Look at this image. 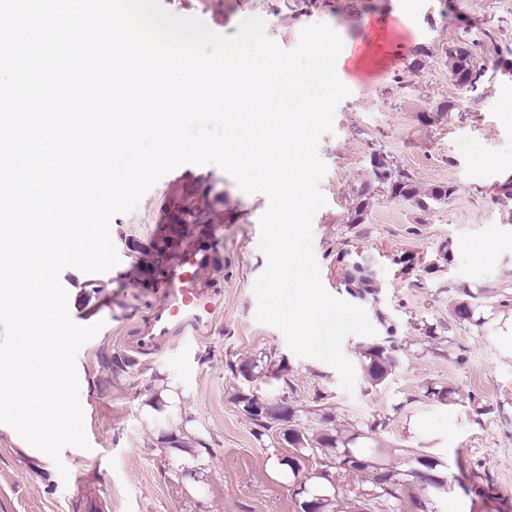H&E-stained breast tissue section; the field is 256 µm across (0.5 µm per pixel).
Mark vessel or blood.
<instances>
[{"mask_svg":"<svg viewBox=\"0 0 512 512\" xmlns=\"http://www.w3.org/2000/svg\"><path fill=\"white\" fill-rule=\"evenodd\" d=\"M224 251V228L188 242L166 269L161 298L150 316L121 338L131 359L167 351L177 340H200L210 335L224 312V295L207 278Z\"/></svg>","mask_w":512,"mask_h":512,"instance_id":"obj_1","label":"vessel or blood"}]
</instances>
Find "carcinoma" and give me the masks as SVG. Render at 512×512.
<instances>
[{
    "label": "carcinoma",
    "mask_w": 512,
    "mask_h": 512,
    "mask_svg": "<svg viewBox=\"0 0 512 512\" xmlns=\"http://www.w3.org/2000/svg\"><path fill=\"white\" fill-rule=\"evenodd\" d=\"M483 41L479 39L457 38L448 44L444 50L443 66L448 71V82L452 85L468 89L476 88L487 81V70L482 63L481 51ZM457 188L449 183L426 186L417 183L411 174L398 166L388 156L378 150L370 153L367 178L350 189V208L348 223L361 224L375 195L379 192L394 199L400 198L410 201L422 209L449 204L456 194ZM495 202L512 216V178L509 177L496 187ZM355 284L362 289L354 293L360 298L362 295H370L376 288L371 272L367 269L355 275ZM461 297L454 304V313L459 319L468 320L473 316V311L483 295L496 293L495 287H483L472 289L468 286H459ZM395 347L373 345L366 350V358L369 359L365 367V374L375 385L385 381L397 362L394 353ZM258 396L245 395L242 397L243 410L249 418L260 427L259 435L270 431L273 425L278 423L277 412L280 410V402L265 400L266 414L262 415L253 411ZM288 446L296 451L288 461L279 462L281 466H287L283 470L285 477L294 479L299 477L301 469L300 459L309 454L320 459V465L324 469L314 476V481L304 486L296 481L295 487L299 488V494L305 496L303 512H330L335 499L336 488L332 484H326L329 474L325 467L334 465L340 469L363 471L373 469L377 477L363 496L372 499L393 497L400 486V479L409 475L426 485L440 489L442 481L432 474L434 461L426 455L414 457L417 466L408 473L395 466L386 464L379 456L376 448H339L336 437L328 432L314 435L302 430L296 423L295 412L288 410Z\"/></svg>",
    "instance_id": "carcinoma-1"
}]
</instances>
